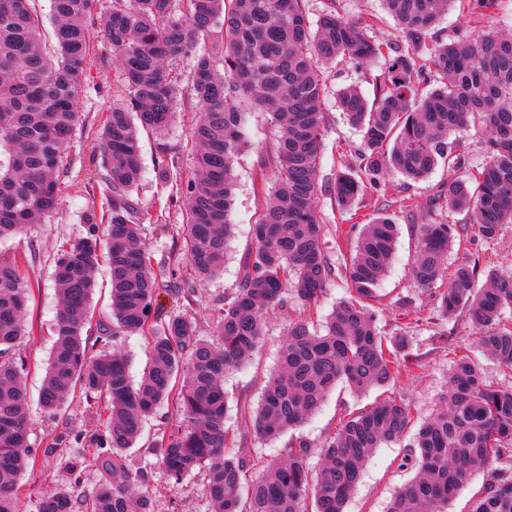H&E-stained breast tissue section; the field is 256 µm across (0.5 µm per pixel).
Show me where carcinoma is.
Here are the masks:
<instances>
[{"label": "carcinoma", "instance_id": "carcinoma-1", "mask_svg": "<svg viewBox=\"0 0 512 512\" xmlns=\"http://www.w3.org/2000/svg\"><path fill=\"white\" fill-rule=\"evenodd\" d=\"M32 2L0 0V240L24 234L55 210L64 186L60 167L78 123L75 103L93 81L87 21L99 0H52V54ZM453 2L383 0L398 25L397 44L373 41L371 18H346L334 4L312 19L308 0H108L96 35L119 60L127 97L107 110L101 131L104 231L91 225L87 235L63 242L54 260L61 303L38 402L42 413L62 420L44 453H58L71 479L41 495L36 512H153L147 468L125 452L163 405L170 415L153 445L156 455L175 485L203 472L215 512H304L309 496L315 512H345L371 455L403 442L411 429L401 466L414 477L386 512H447L448 501L480 470L484 490L471 512H512V387L486 380L469 356L453 361L448 388L428 419L415 423L411 410L389 396L341 422L315 473L305 440L288 443L285 460L262 467L251 456L224 454L237 444L227 426L224 374L250 358L267 315L288 301L306 315L288 322L253 411L258 439L301 426L339 383L357 392L388 386L407 362L405 328L382 335L368 304L395 256L397 224L386 214L358 234L345 264L347 288L331 312L321 320L309 314L336 278L315 207L321 190L347 213L388 172L417 182L446 166L447 189L429 206L446 210L449 220L419 225L412 279L430 288L448 277L435 317L465 314L479 351L512 367V270L491 268L480 286L477 265L463 262L450 273L446 267L466 226L492 243L512 223V35L484 26L474 37L436 41L434 29ZM467 2L470 16L512 25L505 0ZM177 56L192 62L196 166L182 191L180 245L159 261L172 277L166 291L178 310L158 321L151 309L159 285L140 245L141 229L156 223L155 210L139 206L132 193L143 173L141 129L158 135L156 179L165 184L172 176L164 134L176 119L181 74L168 60ZM340 58L384 65L373 98L356 87L337 93V107L361 132L363 147L323 185V74ZM429 79L431 89H420ZM255 109L277 128L276 181L257 186L262 204L238 285L214 310L213 338L205 339L190 311L199 283L221 274L234 236L233 161ZM476 125L488 135L487 160L472 170L451 135ZM460 213L466 223L450 220ZM103 264L115 328L101 327L91 343V300ZM30 295L18 264H0V512H18V478L38 462L29 442L27 364L16 355L21 340L34 336L24 319ZM118 332L148 342V366L136 384L128 358L106 348ZM78 390L98 418L92 432L64 419ZM91 466L102 471L92 487L84 481ZM252 469L257 473L249 478Z\"/></svg>", "mask_w": 512, "mask_h": 512}]
</instances>
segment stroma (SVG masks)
<instances>
[{
  "instance_id": "obj_1",
  "label": "stroma",
  "mask_w": 512,
  "mask_h": 512,
  "mask_svg": "<svg viewBox=\"0 0 512 512\" xmlns=\"http://www.w3.org/2000/svg\"><path fill=\"white\" fill-rule=\"evenodd\" d=\"M341 14L355 18L373 17L371 31L374 39L384 41L395 38L396 24L382 8L380 0H332ZM172 64L182 75L177 94L179 115L165 135L171 147L170 157L174 173L172 182L160 186L155 179V138L142 135L141 147L145 173L133 199L142 206H156L160 229H148L143 242L152 261L162 254L176 250L180 242L179 226L183 222L182 191L194 170L189 128L192 117L190 62L185 58L173 59ZM119 62L103 42H95L92 58L93 82L77 101L79 124L60 178L66 184L55 213L43 224H37L27 234L0 242V263H17L21 278L30 286L32 297L26 310V321L36 331L33 339H25L17 351L25 359L30 372L27 387L30 396H37L41 378L48 363L52 347L51 328L58 307V294L52 273L58 245L87 233L90 225L99 223L106 207L101 185H89L91 177L104 176L99 152L102 121L112 103L124 98L125 88L117 78ZM328 135L325 141L321 178L332 177L340 162L349 160L361 147V135L351 128L336 107L327 112ZM277 136L276 128L267 116L253 112L249 142L235 164L234 204L232 221L235 236L224 258V273L220 278L199 285L196 290L193 314L198 333L211 337L213 309L224 295L238 283L240 259L250 245V226L255 220L259 200L254 187L262 181H273L274 169L269 157ZM448 173L437 168L428 180L414 182L399 175L385 177L380 191L367 192L357 202L354 214L339 212L329 194L319 193L316 209L325 227L328 246H341L339 261L350 258L355 237V226L366 223L377 213L391 215L398 224L396 257L390 270L377 288L370 307L377 317L382 332L390 333L405 327L410 341L411 358L401 375L390 386L354 393L337 386L322 408L301 427L289 430L283 438L271 443L255 439L252 415L263 388L272 373L278 351L285 339L284 327L297 319L301 308L297 303L277 308L271 314L266 334L251 359L241 368L230 371L224 379L229 393V424L244 441L245 451H258L263 460H279L285 454L289 441L303 438L311 446L310 467L318 469L326 444L334 437L342 417L371 408L375 402L393 396L411 409L416 419L427 418L436 408L441 394L448 386V375L455 359L477 353L476 337L465 315L458 314L448 320L431 324L425 317L433 312L440 293L448 286L447 280L438 281L434 288H417L410 269L416 256L418 227L431 223L435 212L424 205L426 199L445 188ZM24 262H17V255ZM479 262L502 271L512 269V224L503 225L498 239L491 244L482 241L468 243L466 249L451 248L449 267L462 262ZM413 298L423 318L404 316L399 306L403 298ZM167 409H159L144 427L143 435L130 449L133 462L146 466L148 489L153 498L154 512H211L203 492V477L194 473L184 478L179 486H172L160 463L152 443L166 424ZM405 453L403 445L394 444L377 449L368 461L364 476L351 495L346 512H385L390 498L413 473L402 468ZM68 476L58 465L55 456H40L34 471L26 472L19 480L20 512H34L37 498L44 492L62 487Z\"/></svg>"
}]
</instances>
